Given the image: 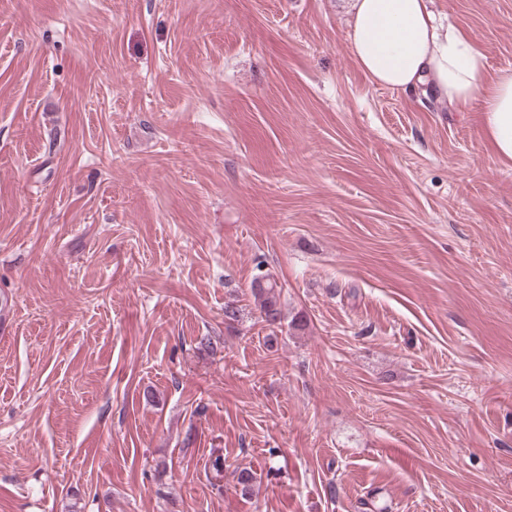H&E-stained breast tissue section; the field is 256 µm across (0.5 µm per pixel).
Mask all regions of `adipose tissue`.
<instances>
[{
    "label": "adipose tissue",
    "mask_w": 512,
    "mask_h": 512,
    "mask_svg": "<svg viewBox=\"0 0 512 512\" xmlns=\"http://www.w3.org/2000/svg\"><path fill=\"white\" fill-rule=\"evenodd\" d=\"M431 0H352L349 49L379 86L464 111L483 100V136L499 160L512 165V69L489 77L486 56L455 25L440 26Z\"/></svg>",
    "instance_id": "1"
}]
</instances>
